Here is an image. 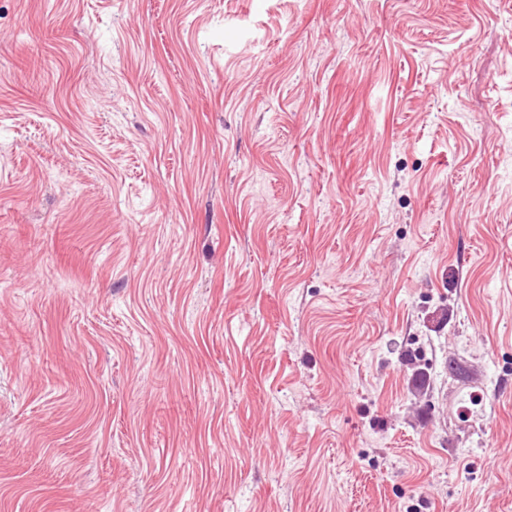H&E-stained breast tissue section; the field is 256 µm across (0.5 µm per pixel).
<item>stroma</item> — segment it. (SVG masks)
Returning a JSON list of instances; mask_svg holds the SVG:
<instances>
[{"instance_id": "obj_1", "label": "stroma", "mask_w": 512, "mask_h": 512, "mask_svg": "<svg viewBox=\"0 0 512 512\" xmlns=\"http://www.w3.org/2000/svg\"><path fill=\"white\" fill-rule=\"evenodd\" d=\"M0 512H512V0H0Z\"/></svg>"}]
</instances>
